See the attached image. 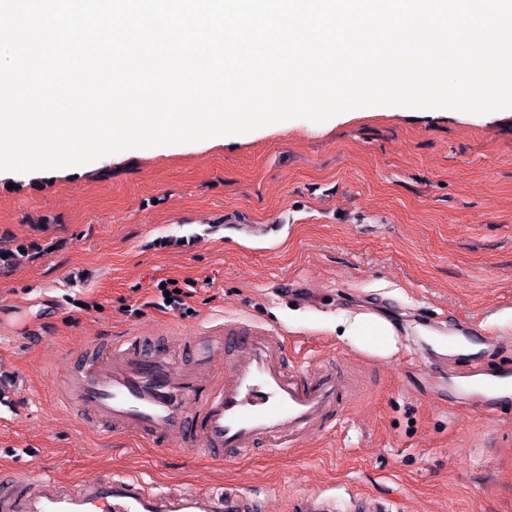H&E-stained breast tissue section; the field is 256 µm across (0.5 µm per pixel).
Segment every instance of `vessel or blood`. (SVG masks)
<instances>
[{
	"instance_id": "1",
	"label": "vessel or blood",
	"mask_w": 512,
	"mask_h": 512,
	"mask_svg": "<svg viewBox=\"0 0 512 512\" xmlns=\"http://www.w3.org/2000/svg\"><path fill=\"white\" fill-rule=\"evenodd\" d=\"M65 406L109 433L159 443L179 439L213 459L297 447L325 431L356 395L352 373L330 360L312 370L293 365L277 333L222 323L191 337L187 359L166 338L130 334L95 338L77 353L62 383ZM481 410L512 402L505 375L474 383ZM0 512H267L264 500L238 486L165 487L136 472L71 485L54 475L0 471Z\"/></svg>"
}]
</instances>
